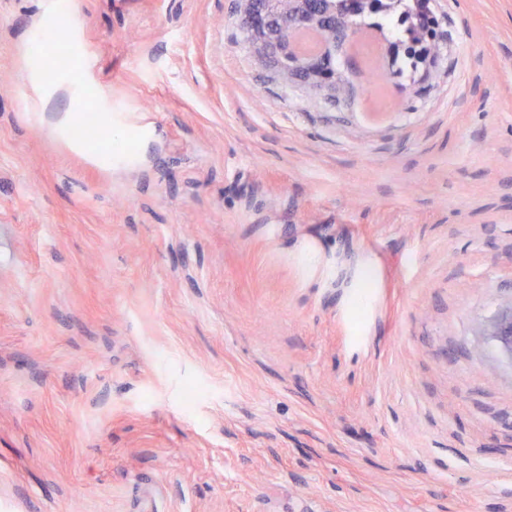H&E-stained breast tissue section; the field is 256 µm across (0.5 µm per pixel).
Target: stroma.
<instances>
[{
	"mask_svg": "<svg viewBox=\"0 0 512 512\" xmlns=\"http://www.w3.org/2000/svg\"><path fill=\"white\" fill-rule=\"evenodd\" d=\"M56 2L0 0V512H512V0L340 103L234 0H69L43 77Z\"/></svg>",
	"mask_w": 512,
	"mask_h": 512,
	"instance_id": "obj_1",
	"label": "stroma"
}]
</instances>
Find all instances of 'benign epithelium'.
Segmentation results:
<instances>
[{
    "mask_svg": "<svg viewBox=\"0 0 512 512\" xmlns=\"http://www.w3.org/2000/svg\"><path fill=\"white\" fill-rule=\"evenodd\" d=\"M237 11L251 33L255 55L283 81L300 80L311 89L320 84L336 95V76L320 69V58L339 41L355 45L358 32L336 28L328 11L311 0H238ZM308 32L319 37L314 51L300 48V38ZM493 333L512 352V312L497 321Z\"/></svg>",
    "mask_w": 512,
    "mask_h": 512,
    "instance_id": "7a95c632",
    "label": "benign epithelium"
}]
</instances>
